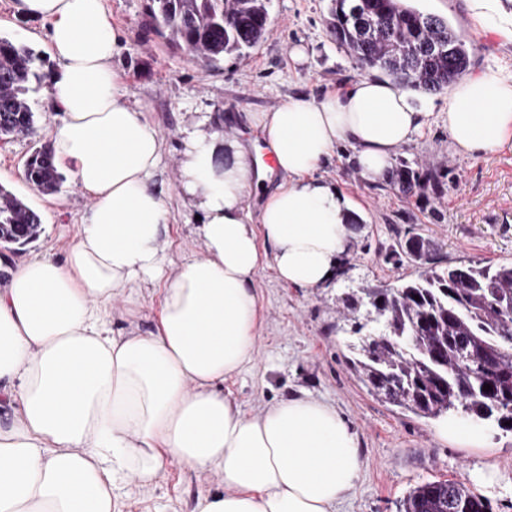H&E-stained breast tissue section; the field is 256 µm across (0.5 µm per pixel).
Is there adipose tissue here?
Segmentation results:
<instances>
[{
  "label": "adipose tissue",
  "instance_id": "1",
  "mask_svg": "<svg viewBox=\"0 0 512 512\" xmlns=\"http://www.w3.org/2000/svg\"><path fill=\"white\" fill-rule=\"evenodd\" d=\"M15 8L47 24L59 63L48 92L59 115L53 160L91 204L64 257L5 269L0 512H116L121 483L150 488L172 462L223 483L193 512H334L361 474L359 437L336 409L300 391L248 418L222 386L256 361L261 268L305 289L340 271L358 215L318 170L345 144L365 181L385 183L426 113L409 89L369 76L319 100L288 96L250 119L267 168L238 137L198 123L179 188L205 254L170 274L160 251L170 211L155 183L163 138L122 99L112 66L122 30L104 0ZM448 132L468 155L512 146V75L489 67L451 87ZM146 279L163 282L154 330L113 335L105 314Z\"/></svg>",
  "mask_w": 512,
  "mask_h": 512
}]
</instances>
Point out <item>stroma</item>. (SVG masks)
Here are the masks:
<instances>
[{
    "instance_id": "stroma-1",
    "label": "stroma",
    "mask_w": 512,
    "mask_h": 512,
    "mask_svg": "<svg viewBox=\"0 0 512 512\" xmlns=\"http://www.w3.org/2000/svg\"><path fill=\"white\" fill-rule=\"evenodd\" d=\"M416 8L444 17L474 46L469 69L512 67V43L485 32L469 14L468 0H413ZM150 0H105L114 24L127 38L117 66L125 101L140 104L163 137V157L156 177L170 210V224L161 242L172 266L204 253L194 233L195 216L176 189L183 158L185 131L202 118L229 117L224 134L248 133L246 117L268 112L291 94L315 98L360 76L348 54L327 27L331 0H271L265 37L243 56L228 55L218 67L192 59L160 37L149 16ZM45 23L19 15L14 0H0V35L21 41L44 63L43 79L57 67L46 43ZM306 48L303 62L291 59L292 45ZM413 104L428 115L425 128L392 158L393 169L409 166L432 170L442 193L418 190L407 194L396 182L371 185L349 160L346 149L319 171L364 211L365 219L343 260L336 281L321 288H291L279 282L271 267L257 274L261 330L253 367L228 379L224 391L249 417L269 403L304 389L337 411L357 432L363 462L361 479L342 512H399L400 503L419 484L439 479L464 482L487 498L492 512H512V432L486 431V443L471 448L446 441L436 423L417 417L370 394L347 365L350 324L343 316L346 293L368 284L416 278L425 267L405 253L408 238L430 244L441 264L473 262L512 264V147L489 156L456 152L448 133V95L414 93ZM35 136L0 141V185L36 209L42 219L37 240L0 246V259L13 263L49 251L63 256L74 240L88 201L74 179L60 194L37 191L24 176V164L35 146L48 140L55 114L48 92L40 90L34 104ZM162 283H145L131 301L114 303L108 321L113 333L130 328L153 330L160 311ZM219 485L217 476H199L170 464L151 490L125 483L117 491L118 512H192L196 499Z\"/></svg>"
}]
</instances>
